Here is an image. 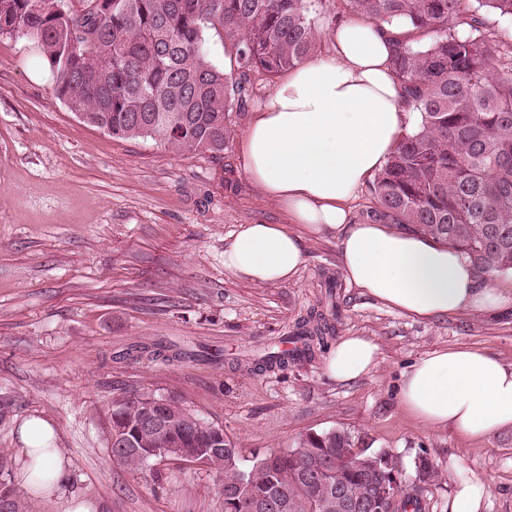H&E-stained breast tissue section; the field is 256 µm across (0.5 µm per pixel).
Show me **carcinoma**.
I'll return each instance as SVG.
<instances>
[{"label":"carcinoma","instance_id":"carcinoma-1","mask_svg":"<svg viewBox=\"0 0 512 512\" xmlns=\"http://www.w3.org/2000/svg\"><path fill=\"white\" fill-rule=\"evenodd\" d=\"M379 26L401 25L414 39L392 59L411 90L419 126L407 133L374 180L375 211L453 245L483 274L512 269V45L477 31L482 15L512 18V0H340ZM325 34L312 0H0V36L22 38L48 62L55 91L82 121L114 136L157 138L179 154L217 153L226 119L250 99V74L274 77L307 60ZM227 40L229 70L208 58L209 36ZM324 314L253 358L261 368L325 345ZM297 351L281 349L287 342ZM149 413L165 423L148 428ZM112 431L127 440L113 458L140 469L152 460L198 461L224 474V502L281 493L286 512H337L336 493H378L380 512H426L424 486L439 473L422 453L420 482L402 486L400 458L359 448L343 428L303 435L296 448L241 454L224 430L174 396L133 394L112 410ZM159 448L168 449L161 457ZM10 512H27L8 483Z\"/></svg>","mask_w":512,"mask_h":512}]
</instances>
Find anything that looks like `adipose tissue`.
Here are the masks:
<instances>
[{
  "mask_svg": "<svg viewBox=\"0 0 512 512\" xmlns=\"http://www.w3.org/2000/svg\"><path fill=\"white\" fill-rule=\"evenodd\" d=\"M402 35L359 18L343 22L331 34L332 53L289 70L255 110L242 136L244 170L291 223L239 225L224 247V267L259 285L288 282L304 263L301 239L290 229L295 223L339 234L348 281L396 311L430 319L511 310L512 276L481 285L478 271L450 245L349 221V203L420 121L392 67ZM379 357L373 338L342 336L324 372L348 383L369 374ZM399 401L423 425L489 437L512 427V366L467 345L437 349L403 374ZM18 433L19 485L30 496L57 499L63 512H91L66 492L68 460L54 445L53 426L31 417Z\"/></svg>",
  "mask_w": 512,
  "mask_h": 512,
  "instance_id": "obj_1",
  "label": "adipose tissue"
}]
</instances>
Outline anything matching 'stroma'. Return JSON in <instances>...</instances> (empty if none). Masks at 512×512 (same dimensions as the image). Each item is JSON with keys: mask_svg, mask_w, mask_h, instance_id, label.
<instances>
[{"mask_svg": "<svg viewBox=\"0 0 512 512\" xmlns=\"http://www.w3.org/2000/svg\"><path fill=\"white\" fill-rule=\"evenodd\" d=\"M233 110L218 153L179 155L160 141L115 137L56 96L47 63L0 36V452L17 469L18 425L39 417L70 462L69 489L96 512H224V477L175 461L132 471L112 458V407L124 392L178 397L223 428L243 459L295 448L341 427L387 449L413 488L424 452L440 479L429 512H448L463 478L489 487L481 512H512V430L478 439L427 427L402 408V373L434 349L470 345L512 364V314L444 319L400 313L346 279L339 239L291 224L248 179ZM291 224L305 262L287 283L259 285L224 268L242 224ZM337 279L328 342L376 339L378 365L339 384L326 348L265 370L248 355L292 335Z\"/></svg>", "mask_w": 512, "mask_h": 512, "instance_id": "1", "label": "stroma"}]
</instances>
